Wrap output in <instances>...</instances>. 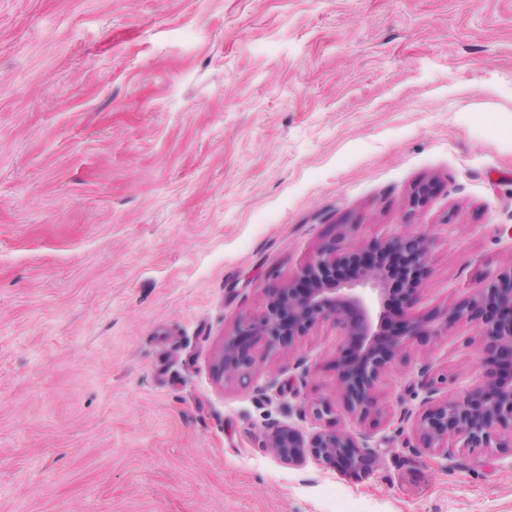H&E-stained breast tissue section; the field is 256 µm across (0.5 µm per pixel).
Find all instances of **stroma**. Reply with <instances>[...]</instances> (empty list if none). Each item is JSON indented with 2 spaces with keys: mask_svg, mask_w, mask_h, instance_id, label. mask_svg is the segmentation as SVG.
<instances>
[{
  "mask_svg": "<svg viewBox=\"0 0 512 512\" xmlns=\"http://www.w3.org/2000/svg\"><path fill=\"white\" fill-rule=\"evenodd\" d=\"M404 224L411 314L512 260V0H0V512H512V459L398 420L474 325L382 376L361 479L265 446L335 396L333 322L215 374L266 288Z\"/></svg>",
  "mask_w": 512,
  "mask_h": 512,
  "instance_id": "stroma-1",
  "label": "stroma"
}]
</instances>
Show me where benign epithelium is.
<instances>
[{"instance_id":"1","label":"benign epithelium","mask_w":512,"mask_h":512,"mask_svg":"<svg viewBox=\"0 0 512 512\" xmlns=\"http://www.w3.org/2000/svg\"><path fill=\"white\" fill-rule=\"evenodd\" d=\"M344 233L325 242L287 281L266 289L263 311L246 315L224 337L216 371L247 384L260 367L256 345L269 352L292 351L319 324L332 321L345 336L336 356V401L309 400L303 412L328 425L304 433L280 425L266 447L289 467L311 459L327 469L362 477L372 474L380 458L367 436L337 424L343 411L357 423L379 415L382 375L420 337L446 336L464 323L478 333L473 368L479 381L463 384L452 374L418 371L422 397L402 420L411 422L421 447L450 458L461 449L496 451L512 457V261L489 276L480 288L449 302L435 317L406 314L428 273L430 242L408 226L371 246L346 249Z\"/></svg>"}]
</instances>
